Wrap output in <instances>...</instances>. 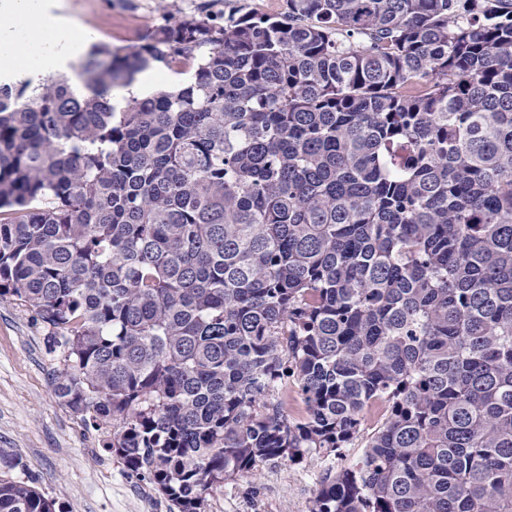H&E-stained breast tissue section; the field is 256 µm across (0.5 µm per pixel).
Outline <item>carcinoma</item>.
Wrapping results in <instances>:
<instances>
[{"instance_id": "obj_1", "label": "carcinoma", "mask_w": 512, "mask_h": 512, "mask_svg": "<svg viewBox=\"0 0 512 512\" xmlns=\"http://www.w3.org/2000/svg\"><path fill=\"white\" fill-rule=\"evenodd\" d=\"M285 3L94 44L81 91L0 81V298L175 512L376 401L311 512H512V0ZM0 512L58 510L0 475Z\"/></svg>"}]
</instances>
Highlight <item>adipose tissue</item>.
Returning <instances> with one entry per match:
<instances>
[{
    "label": "adipose tissue",
    "mask_w": 512,
    "mask_h": 512,
    "mask_svg": "<svg viewBox=\"0 0 512 512\" xmlns=\"http://www.w3.org/2000/svg\"><path fill=\"white\" fill-rule=\"evenodd\" d=\"M51 8L50 0H0V70L12 69L39 51L41 75L66 71L74 38Z\"/></svg>",
    "instance_id": "1"
}]
</instances>
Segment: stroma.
Here are the masks:
<instances>
[{
	"label": "stroma",
	"instance_id": "35a3bbf8",
	"mask_svg": "<svg viewBox=\"0 0 512 512\" xmlns=\"http://www.w3.org/2000/svg\"><path fill=\"white\" fill-rule=\"evenodd\" d=\"M204 0H61L63 15L85 43L131 49L122 32L144 13L156 24L196 15ZM60 352L49 351L45 332L28 307L0 299V473L37 479L62 512H169L148 480L129 476L102 446V435L55 396L51 377ZM377 425L364 420L335 454L309 453L295 462L264 466L256 481L225 484L208 498L207 512H311L321 484L361 456Z\"/></svg>",
	"mask_w": 512,
	"mask_h": 512
}]
</instances>
